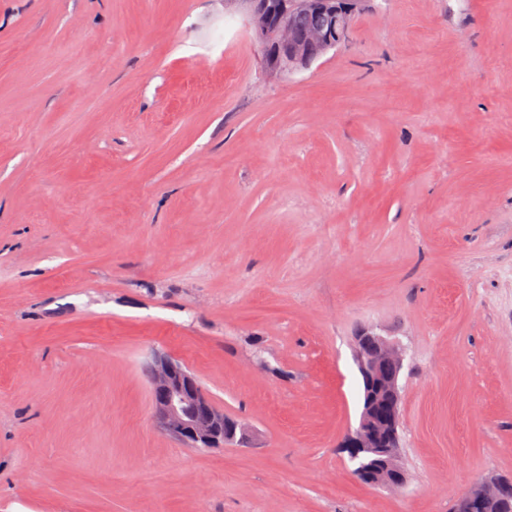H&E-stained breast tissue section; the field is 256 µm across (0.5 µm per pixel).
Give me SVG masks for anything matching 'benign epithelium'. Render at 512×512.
<instances>
[{
  "label": "benign epithelium",
  "mask_w": 512,
  "mask_h": 512,
  "mask_svg": "<svg viewBox=\"0 0 512 512\" xmlns=\"http://www.w3.org/2000/svg\"><path fill=\"white\" fill-rule=\"evenodd\" d=\"M362 2L364 0H226L229 12L245 19L258 43L264 66L276 75L305 70L347 42L350 18ZM306 11L322 13L330 20L327 27L307 32L306 39L314 44L313 50L298 46L299 34L293 28L286 24L273 25L269 20L274 13L285 19L293 13ZM355 361L368 397L358 425L347 434L343 447L351 459L365 451L378 457L376 474L364 476L357 470L355 475L359 479L376 486L400 487L405 475H393L397 454L380 447L374 427L381 425L392 438H397L402 354L388 338L367 328L355 337ZM150 381L154 421L161 433L189 448H220L246 442L248 428L237 422L224 423V412L212 403L191 372L178 362L168 357L154 358ZM483 498L481 489L463 496L458 501L459 512H474Z\"/></svg>",
  "instance_id": "obj_1"
}]
</instances>
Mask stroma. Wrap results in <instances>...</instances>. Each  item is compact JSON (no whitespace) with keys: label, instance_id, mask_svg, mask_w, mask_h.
<instances>
[{"label":"stroma","instance_id":"35a3bbf8","mask_svg":"<svg viewBox=\"0 0 512 512\" xmlns=\"http://www.w3.org/2000/svg\"><path fill=\"white\" fill-rule=\"evenodd\" d=\"M404 355L363 483L354 356ZM184 365L246 447L152 422ZM512 479V0H366L267 74L224 0H0V512H453ZM381 357L391 362V372L386 378H382L375 369ZM355 361L368 397L362 406L358 425L345 437L343 448H346L351 459L365 451L378 457L376 474L364 476L356 470L354 473L359 479L376 486L400 487L405 482V475L401 467L395 464L397 450L391 454V448L380 447L373 428L381 425L394 440L397 439L401 403L398 382L403 367L402 354L388 338L367 328L355 337ZM394 468L400 471L399 476L393 475ZM384 473H388V476H384Z\"/></svg>","mask_w":512,"mask_h":512}]
</instances>
